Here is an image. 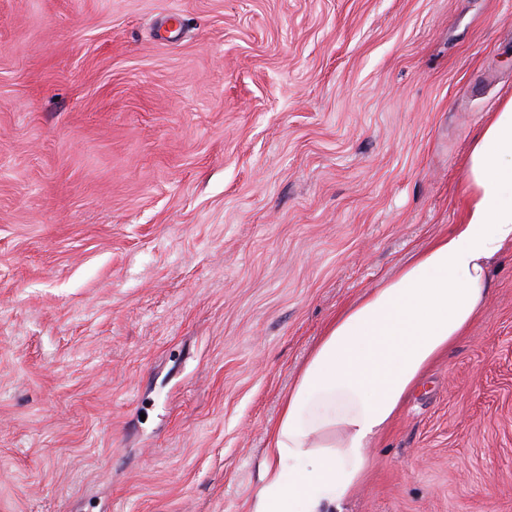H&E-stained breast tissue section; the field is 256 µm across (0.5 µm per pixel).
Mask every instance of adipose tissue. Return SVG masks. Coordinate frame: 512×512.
<instances>
[{"mask_svg":"<svg viewBox=\"0 0 512 512\" xmlns=\"http://www.w3.org/2000/svg\"><path fill=\"white\" fill-rule=\"evenodd\" d=\"M467 170L460 223L329 324L271 429L247 512H342L372 440L484 308L512 247V98L474 138Z\"/></svg>","mask_w":512,"mask_h":512,"instance_id":"obj_1","label":"adipose tissue"}]
</instances>
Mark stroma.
Instances as JSON below:
<instances>
[{"instance_id": "obj_1", "label": "stroma", "mask_w": 512, "mask_h": 512, "mask_svg": "<svg viewBox=\"0 0 512 512\" xmlns=\"http://www.w3.org/2000/svg\"><path fill=\"white\" fill-rule=\"evenodd\" d=\"M510 95L512 0H0V512H246ZM371 455L343 512H512V252Z\"/></svg>"}]
</instances>
